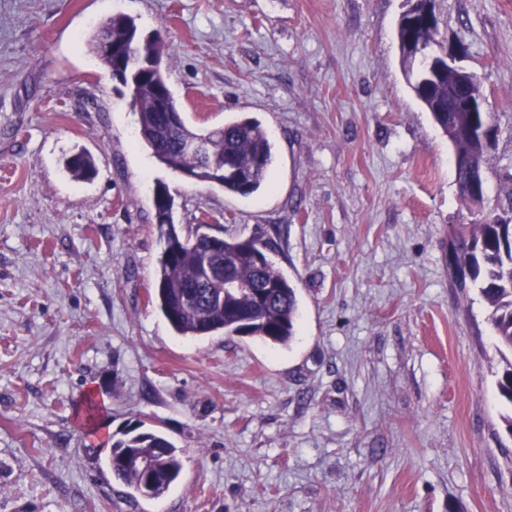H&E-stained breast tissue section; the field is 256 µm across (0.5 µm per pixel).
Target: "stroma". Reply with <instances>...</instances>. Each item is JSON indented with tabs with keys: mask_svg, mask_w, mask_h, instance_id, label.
I'll return each instance as SVG.
<instances>
[{
	"mask_svg": "<svg viewBox=\"0 0 512 512\" xmlns=\"http://www.w3.org/2000/svg\"><path fill=\"white\" fill-rule=\"evenodd\" d=\"M407 0H0V512H512L504 367L476 289L451 287L447 137L395 36ZM439 41L498 118L485 203L512 172V0H437ZM160 33L195 128L275 146L240 196L161 165L87 41ZM86 153L96 172L64 164ZM175 224L259 236L295 287L281 346L176 334L155 303L157 183ZM183 451L159 499L106 465L129 424Z\"/></svg>",
	"mask_w": 512,
	"mask_h": 512,
	"instance_id": "1",
	"label": "stroma"
}]
</instances>
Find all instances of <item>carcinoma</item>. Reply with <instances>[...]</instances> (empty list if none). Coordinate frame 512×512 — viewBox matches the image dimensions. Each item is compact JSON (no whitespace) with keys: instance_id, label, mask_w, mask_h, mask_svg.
<instances>
[{"instance_id":"cac0c4a2","label":"carcinoma","mask_w":512,"mask_h":512,"mask_svg":"<svg viewBox=\"0 0 512 512\" xmlns=\"http://www.w3.org/2000/svg\"><path fill=\"white\" fill-rule=\"evenodd\" d=\"M138 27L127 17L114 18L102 24L89 45L106 68L114 62L101 52V42L110 37L123 44H134V52L146 57H161L166 46L162 42H134ZM438 20L412 19L404 13L398 28V41L403 64L416 57L410 50L418 47L439 58L445 56L437 40ZM454 74L444 71L434 80L410 82L417 99L430 112L435 124L448 136L457 155L470 158L474 166L455 169L459 194L466 189L483 167L491 152L480 139L467 137L458 130L473 121L496 123L493 112L448 111V86ZM124 85L134 89L131 110L138 118L139 134L154 158L173 171L195 170L224 191L241 196L257 191L267 180L273 164L272 145L261 125L250 119L227 122L219 126L192 130L185 121L173 125L161 113L152 111L157 92L167 95L173 108L178 104L168 82L154 78L149 70L124 76ZM204 140L212 144L211 162L202 163L189 142ZM67 168L75 178H87L95 172L93 159L79 154L68 161ZM505 180L509 190L490 208L485 218L472 224H460L454 230V267L451 272L455 288H475L487 307V321L500 354L512 355V174ZM161 237L178 243L176 250L161 252L155 281V299L173 330L181 336L202 337L217 332L251 336L265 342L285 345L294 338L298 314L295 288L268 258L258 259L257 244L262 239L212 237L194 230L177 227L164 215H155ZM245 283L241 292L224 291V281L203 279L204 261ZM498 396L512 409V360L497 379ZM150 457L157 461L160 476L149 489H144L141 471L128 459ZM113 476L130 489V496L162 497L180 476L182 459L179 450L162 432L131 428L114 440L108 456Z\"/></svg>"}]
</instances>
